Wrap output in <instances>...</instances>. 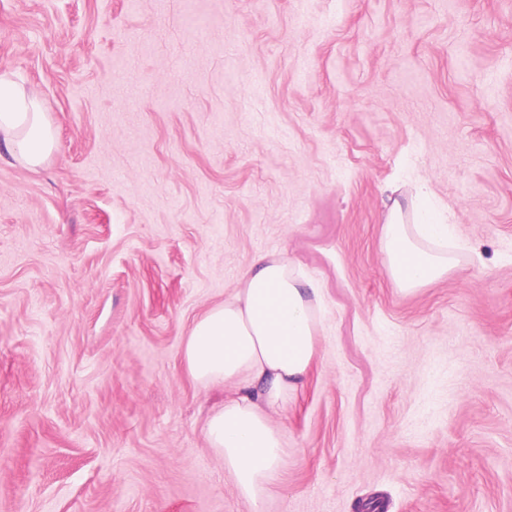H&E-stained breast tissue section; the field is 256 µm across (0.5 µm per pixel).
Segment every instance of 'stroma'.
<instances>
[{"mask_svg":"<svg viewBox=\"0 0 512 512\" xmlns=\"http://www.w3.org/2000/svg\"><path fill=\"white\" fill-rule=\"evenodd\" d=\"M0 512H248L181 363L261 253L324 293L263 512H512V0H0ZM466 245L401 293L385 189ZM1 140L29 167L42 165L55 145L51 121L37 94L19 85L8 69L0 70Z\"/></svg>","mask_w":512,"mask_h":512,"instance_id":"35a3bbf8","label":"stroma"}]
</instances>
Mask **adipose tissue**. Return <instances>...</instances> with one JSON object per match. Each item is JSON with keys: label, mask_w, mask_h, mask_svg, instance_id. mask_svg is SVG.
<instances>
[{"label": "adipose tissue", "mask_w": 512, "mask_h": 512, "mask_svg": "<svg viewBox=\"0 0 512 512\" xmlns=\"http://www.w3.org/2000/svg\"><path fill=\"white\" fill-rule=\"evenodd\" d=\"M0 142L30 167L42 165L55 145L37 94L6 69L0 70ZM382 244L390 278L402 292L436 283L454 268L447 225L423 219L396 198L386 206ZM322 305L320 287L286 254L262 253L185 339L182 362L194 383L237 389L211 410L203 433L251 512L283 470V434L271 416L305 385L318 353Z\"/></svg>", "instance_id": "obj_1"}]
</instances>
